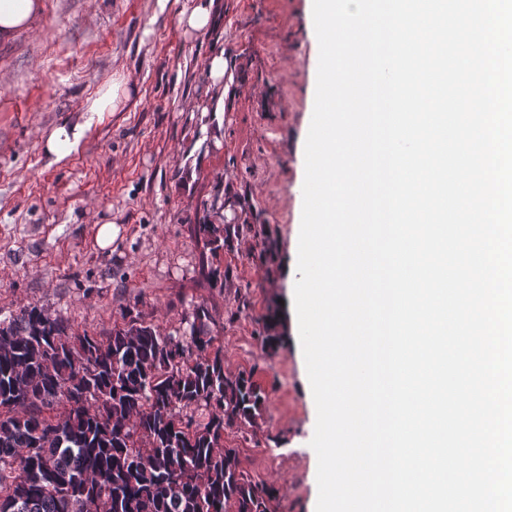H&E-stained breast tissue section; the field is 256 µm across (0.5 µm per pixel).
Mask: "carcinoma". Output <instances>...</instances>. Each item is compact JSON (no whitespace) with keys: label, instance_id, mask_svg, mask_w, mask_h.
I'll return each mask as SVG.
<instances>
[{"label":"carcinoma","instance_id":"1","mask_svg":"<svg viewBox=\"0 0 512 512\" xmlns=\"http://www.w3.org/2000/svg\"><path fill=\"white\" fill-rule=\"evenodd\" d=\"M261 224H197L210 258ZM282 312L268 307L261 346L275 350ZM164 332L136 308L98 335L27 305L0 320V512H271L224 432L254 422L265 391L225 371L206 304Z\"/></svg>","mask_w":512,"mask_h":512}]
</instances>
